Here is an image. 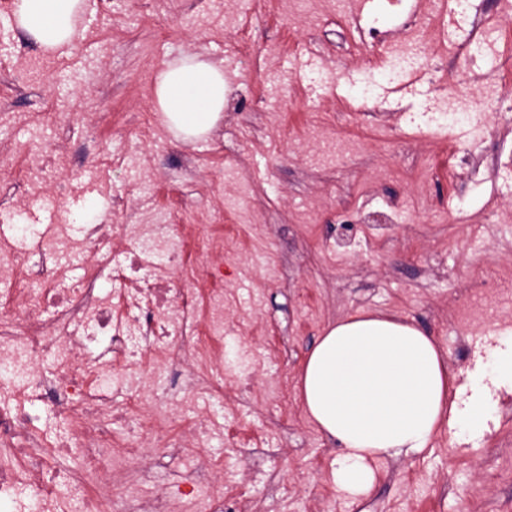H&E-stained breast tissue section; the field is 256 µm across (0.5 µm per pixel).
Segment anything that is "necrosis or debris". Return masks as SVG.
<instances>
[{
    "label": "necrosis or debris",
    "mask_w": 512,
    "mask_h": 512,
    "mask_svg": "<svg viewBox=\"0 0 512 512\" xmlns=\"http://www.w3.org/2000/svg\"><path fill=\"white\" fill-rule=\"evenodd\" d=\"M386 52L404 69L431 79L430 53L417 22L407 23L402 39L389 41ZM501 90V83L488 82L476 93H442L433 109L460 116L491 112L504 106ZM13 232L32 241L38 261L35 276L22 279L13 260L0 257V512H23L27 500L37 512L71 506L76 512H238L224 496L217 463L202 452L210 438L206 421L181 440L169 435L189 407L185 397L142 398L123 409L112 404L114 360L125 363L139 388L172 372L197 376L200 348L205 367H223V277H214L202 307L195 294L171 288L164 274L129 288L153 252H161L164 264H182L175 228L168 224H96L83 238L50 242L31 224L14 225ZM117 236L130 248L126 265L112 277L119 286L114 293L99 272L110 262L106 247ZM72 254L85 256L83 273L70 287H58L59 260ZM116 294L127 307L120 320L112 316ZM155 338L168 343L159 362L145 358ZM46 404L61 418L81 416L84 427L68 436H43L35 422ZM173 446L195 457L201 474L180 497L147 487L151 457ZM60 457L77 458L76 472L51 471L49 462Z\"/></svg>",
    "instance_id": "1"
}]
</instances>
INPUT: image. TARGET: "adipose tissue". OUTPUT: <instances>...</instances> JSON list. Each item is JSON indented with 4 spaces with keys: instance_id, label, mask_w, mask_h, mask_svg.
Masks as SVG:
<instances>
[{
    "instance_id": "adipose-tissue-1",
    "label": "adipose tissue",
    "mask_w": 512,
    "mask_h": 512,
    "mask_svg": "<svg viewBox=\"0 0 512 512\" xmlns=\"http://www.w3.org/2000/svg\"><path fill=\"white\" fill-rule=\"evenodd\" d=\"M84 0H14L16 28L42 52L70 48ZM229 88L224 62L186 54L166 63L151 90L164 127L186 141L212 134ZM439 346L397 317L345 316L319 338L299 375L303 409L342 446L337 492L358 498L376 481L372 461L425 452L449 428L479 438L494 408L491 388L512 390V336L498 337L485 363L457 387Z\"/></svg>"
}]
</instances>
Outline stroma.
I'll use <instances>...</instances> for the list:
<instances>
[{
	"label": "stroma",
	"mask_w": 512,
	"mask_h": 512,
	"mask_svg": "<svg viewBox=\"0 0 512 512\" xmlns=\"http://www.w3.org/2000/svg\"><path fill=\"white\" fill-rule=\"evenodd\" d=\"M280 0H242L239 32L224 26V0H86L95 29H78L67 55L50 57L0 31V212L20 223L63 219L81 229L113 224L222 225L216 255L231 254L224 307L239 319L224 341V404L214 413L245 452L213 443L223 471L248 489L243 512H512V393L474 443L441 431L420 455L385 457L362 501L340 497L331 467L341 448L305 414L299 373L325 328L358 312L402 317L433 336L457 384L492 346L458 314L472 284L501 278L499 315L512 327V112L490 118L477 143L476 175L449 181L421 167L448 133L409 124L435 96L376 89L390 63L379 49L347 57L355 30L330 15L316 26L288 18ZM245 39L250 66H225L233 92L205 141L175 139L150 97L165 62L197 52L224 58ZM302 53L317 65L305 81L288 72ZM343 120L370 134L368 148L339 160L310 133ZM68 152L45 185L49 209L27 197L21 174ZM406 214L385 229L342 227L341 212L373 197Z\"/></svg>",
	"instance_id": "obj_1"
}]
</instances>
